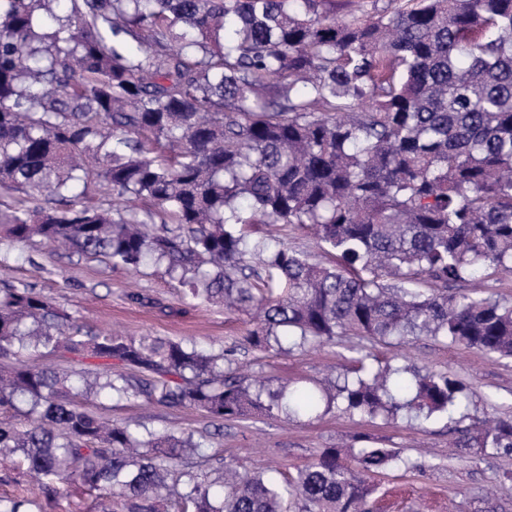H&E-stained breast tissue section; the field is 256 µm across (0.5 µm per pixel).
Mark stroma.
I'll use <instances>...</instances> for the list:
<instances>
[{"instance_id": "1", "label": "stroma", "mask_w": 512, "mask_h": 512, "mask_svg": "<svg viewBox=\"0 0 512 512\" xmlns=\"http://www.w3.org/2000/svg\"><path fill=\"white\" fill-rule=\"evenodd\" d=\"M248 234L283 241L311 260L332 263L307 231L278 224H254ZM28 289L65 311L82 335L111 332L190 342L204 352L226 353L234 373L262 379L270 390L286 384L314 389L324 381L342 383L354 376L359 360L376 355L382 363L451 374L471 392L467 415L414 421L405 412L369 417L338 408L286 418L255 413L242 419L215 420L188 407L141 400L115 402L108 396L84 400V409L115 421L135 420L163 433L193 434L208 455L239 470L274 469L278 478L294 476L319 451L340 444H369L397 449L405 467L372 476L376 492L371 512H512V452L462 447L485 418L512 417V359L413 336L386 346L343 335L319 345L267 350L250 346L245 336L252 317L185 296L164 266L133 272L75 248H59L35 238L18 242L0 231V290ZM104 492L73 484L60 494L34 497L29 512H95Z\"/></svg>"}]
</instances>
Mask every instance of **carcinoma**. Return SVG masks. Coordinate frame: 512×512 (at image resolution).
Masks as SVG:
<instances>
[{"label":"carcinoma","mask_w":512,"mask_h":512,"mask_svg":"<svg viewBox=\"0 0 512 512\" xmlns=\"http://www.w3.org/2000/svg\"><path fill=\"white\" fill-rule=\"evenodd\" d=\"M0 0V224L136 270L196 299L257 311L245 341L431 336L512 359V303L448 289L512 274V0H407L339 21L331 0ZM100 184L121 208L77 200ZM161 216L174 232L147 228ZM245 224H296L336 251L313 263ZM427 288H408V283ZM42 353L75 369L30 362ZM0 463L43 493L80 481L99 512H367L393 448H325L283 481L226 469L198 480L190 435L141 432L78 404L121 401L214 419L330 408L416 419L467 409L448 373L361 363L338 393L262 389L184 342L99 333L31 290L0 293ZM98 360L103 370L86 368ZM126 372L112 374V365ZM479 448L512 450V417Z\"/></svg>","instance_id":"carcinoma-1"}]
</instances>
